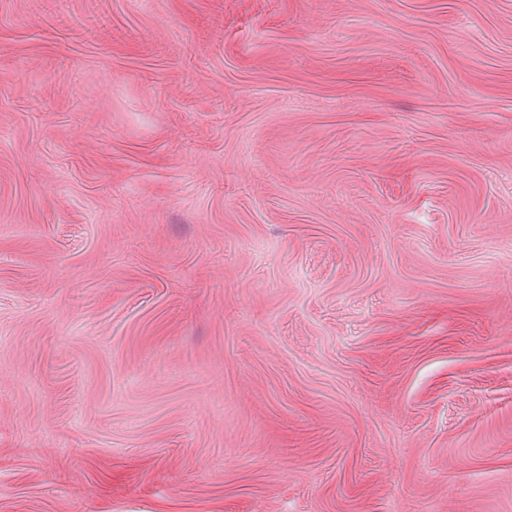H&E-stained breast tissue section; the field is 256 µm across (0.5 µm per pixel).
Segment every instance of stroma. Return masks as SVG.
<instances>
[{"instance_id":"35a3bbf8","label":"stroma","mask_w":512,"mask_h":512,"mask_svg":"<svg viewBox=\"0 0 512 512\" xmlns=\"http://www.w3.org/2000/svg\"><path fill=\"white\" fill-rule=\"evenodd\" d=\"M0 512H512V0H0Z\"/></svg>"}]
</instances>
